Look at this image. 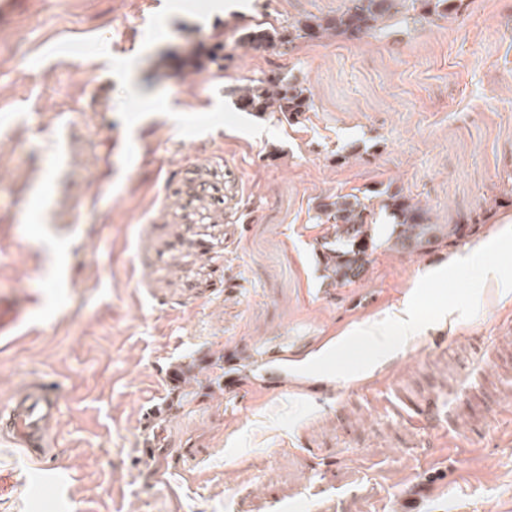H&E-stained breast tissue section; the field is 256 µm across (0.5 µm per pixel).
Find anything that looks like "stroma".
Returning <instances> with one entry per match:
<instances>
[{
  "label": "stroma",
  "instance_id": "stroma-1",
  "mask_svg": "<svg viewBox=\"0 0 512 512\" xmlns=\"http://www.w3.org/2000/svg\"><path fill=\"white\" fill-rule=\"evenodd\" d=\"M347 2L26 0L0 22L27 25L0 50V408L64 389L59 497L31 492L39 459L0 431V512H512V284H417L465 237L381 246L342 288L313 251L318 198L354 189H402L478 235L512 215V0L209 57L234 25ZM273 73L311 89L301 124L227 93ZM410 298L431 329L366 379L342 378L374 360L360 343L277 389L253 369L266 344L331 342Z\"/></svg>",
  "mask_w": 512,
  "mask_h": 512
}]
</instances>
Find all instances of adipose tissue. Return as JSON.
Returning <instances> with one entry per match:
<instances>
[{
    "instance_id": "adipose-tissue-1",
    "label": "adipose tissue",
    "mask_w": 512,
    "mask_h": 512,
    "mask_svg": "<svg viewBox=\"0 0 512 512\" xmlns=\"http://www.w3.org/2000/svg\"><path fill=\"white\" fill-rule=\"evenodd\" d=\"M504 247L512 244V217L501 216L496 226L488 232L487 240H472L466 254L451 256L446 269H428L421 274V281H429L441 277L443 271L461 272L468 269H479L481 283H497L502 281L500 268L482 265L481 259L489 245ZM429 329L413 304L407 303L390 312L380 320L359 325L348 332L353 340H361L376 350L381 356L392 354L397 348L415 341L426 335Z\"/></svg>"
}]
</instances>
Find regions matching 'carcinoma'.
I'll return each instance as SVG.
<instances>
[{
  "label": "carcinoma",
  "instance_id": "obj_1",
  "mask_svg": "<svg viewBox=\"0 0 512 512\" xmlns=\"http://www.w3.org/2000/svg\"><path fill=\"white\" fill-rule=\"evenodd\" d=\"M467 8L466 0H349L346 8L333 15L306 16L288 25L262 20L234 28L236 43L253 48L292 44L334 37L345 40L373 36L387 27L413 16L435 21L457 15ZM237 108L259 118L273 117L289 125L301 123L312 109L309 87L285 76L273 75L244 86L228 89ZM325 233L317 255L322 278L334 288L362 279L381 246L377 215L383 210L392 218L386 242L409 254L433 248L445 236L463 237L470 224H450L443 234L437 224L429 223L428 210L402 190H367L361 194H336L319 199L315 206Z\"/></svg>",
  "mask_w": 512,
  "mask_h": 512
}]
</instances>
